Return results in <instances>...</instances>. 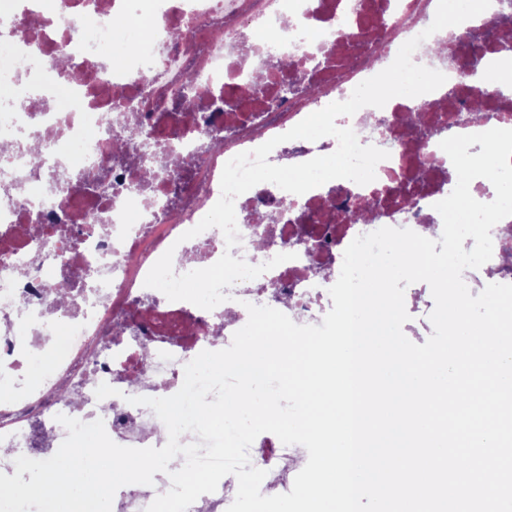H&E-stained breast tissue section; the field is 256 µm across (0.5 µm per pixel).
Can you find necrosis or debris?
Returning <instances> with one entry per match:
<instances>
[{
  "label": "necrosis or debris",
  "mask_w": 512,
  "mask_h": 512,
  "mask_svg": "<svg viewBox=\"0 0 512 512\" xmlns=\"http://www.w3.org/2000/svg\"><path fill=\"white\" fill-rule=\"evenodd\" d=\"M437 0H0V472L13 475L24 455L45 460L67 436L56 420L103 419L127 447H162L159 418L132 396L167 397L185 365L204 350L230 346L248 319L246 304L273 301L299 325H321L333 306L328 289L343 253L382 227L439 239L435 203L457 174L443 139L512 129V97L466 85L472 62L441 59L417 48L415 63L447 77L418 98L341 116L363 145L386 150L366 185L339 180L295 195L261 183L235 201L241 243L227 248L219 229L191 240L221 195L227 161L250 151L330 103L347 100L362 81L395 59L401 45L433 21ZM148 24L134 36L124 65L101 62L114 15ZM95 17L86 27V17ZM184 39L171 38L173 30ZM69 71H61L59 57ZM291 61L253 84L266 57ZM483 118H469L471 100ZM139 132L129 149L139 166L115 159L118 141ZM337 141L291 140L268 160L292 165L335 151ZM189 157L186 169L144 183L139 169L160 155ZM105 178L106 191L73 195L76 177ZM372 204L370 220L353 212ZM493 255L463 279L471 293L490 282L512 284V219L492 231ZM173 251L175 273L214 264L224 252L258 265L279 253L291 261L227 288L215 309L169 301L144 281ZM68 279L65 295L52 286ZM37 386L23 385L26 375ZM114 396L97 399L100 384ZM301 448L279 446L250 460L267 475L262 490L291 482Z\"/></svg>",
  "instance_id": "obj_1"
}]
</instances>
